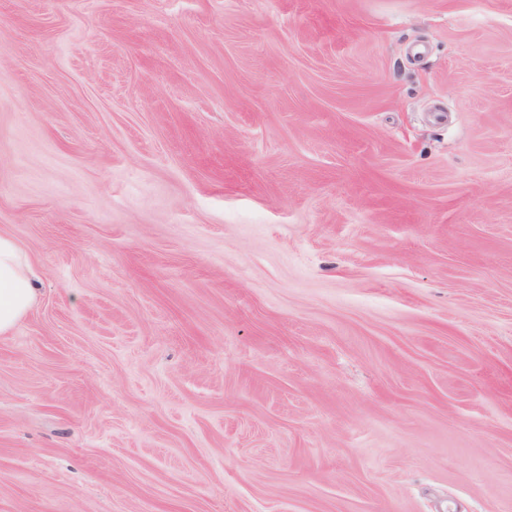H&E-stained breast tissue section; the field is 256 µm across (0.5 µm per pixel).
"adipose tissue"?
Segmentation results:
<instances>
[{"label":"adipose tissue","mask_w":512,"mask_h":512,"mask_svg":"<svg viewBox=\"0 0 512 512\" xmlns=\"http://www.w3.org/2000/svg\"><path fill=\"white\" fill-rule=\"evenodd\" d=\"M36 298L32 264L20 245L0 234V335L28 313Z\"/></svg>","instance_id":"adipose-tissue-1"}]
</instances>
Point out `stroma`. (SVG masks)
Segmentation results:
<instances>
[{
  "instance_id": "1",
  "label": "stroma",
  "mask_w": 512,
  "mask_h": 512,
  "mask_svg": "<svg viewBox=\"0 0 512 512\" xmlns=\"http://www.w3.org/2000/svg\"><path fill=\"white\" fill-rule=\"evenodd\" d=\"M0 512H512V0H0ZM36 289L27 254L12 237L0 234V335L11 332L28 313Z\"/></svg>"
}]
</instances>
